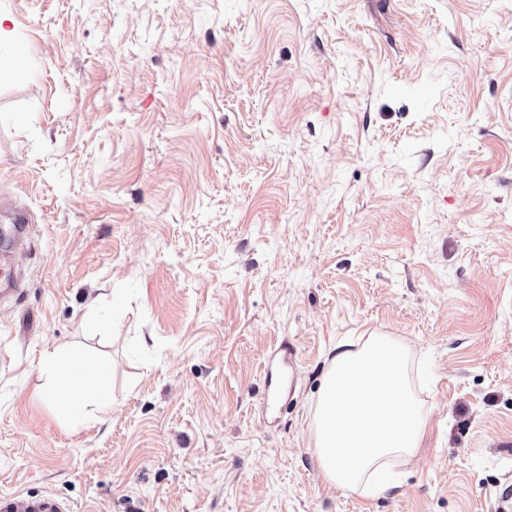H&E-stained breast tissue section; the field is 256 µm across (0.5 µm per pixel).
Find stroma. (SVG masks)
Returning a JSON list of instances; mask_svg holds the SVG:
<instances>
[{
	"label": "stroma",
	"mask_w": 512,
	"mask_h": 512,
	"mask_svg": "<svg viewBox=\"0 0 512 512\" xmlns=\"http://www.w3.org/2000/svg\"><path fill=\"white\" fill-rule=\"evenodd\" d=\"M0 496L497 512L512 487V0H0ZM411 347L390 488L326 484L349 336ZM76 351L112 396L67 407ZM41 360L48 365L56 368L57 372L67 377V393L69 397V406L72 408L83 405L85 391L84 376L80 371L94 374L96 368L90 364L79 361L71 356L63 354L60 350H45L42 353Z\"/></svg>",
	"instance_id": "obj_1"
}]
</instances>
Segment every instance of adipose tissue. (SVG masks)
I'll return each instance as SVG.
<instances>
[{"instance_id":"adipose-tissue-1","label":"adipose tissue","mask_w":512,"mask_h":512,"mask_svg":"<svg viewBox=\"0 0 512 512\" xmlns=\"http://www.w3.org/2000/svg\"><path fill=\"white\" fill-rule=\"evenodd\" d=\"M410 348L384 335L336 345L314 414L313 455L324 480L341 490L369 484L384 492L381 474L390 458L415 455L427 416L409 385ZM45 364L66 376L70 407L82 406L90 364L47 350Z\"/></svg>"}]
</instances>
